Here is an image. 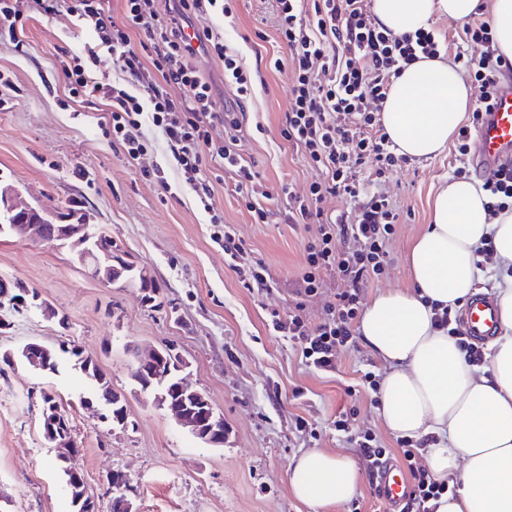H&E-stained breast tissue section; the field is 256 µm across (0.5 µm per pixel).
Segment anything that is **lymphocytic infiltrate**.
<instances>
[{
    "instance_id": "obj_1",
    "label": "lymphocytic infiltrate",
    "mask_w": 512,
    "mask_h": 512,
    "mask_svg": "<svg viewBox=\"0 0 512 512\" xmlns=\"http://www.w3.org/2000/svg\"><path fill=\"white\" fill-rule=\"evenodd\" d=\"M110 2H40L43 13L67 12L78 28L97 37L96 43L60 64L69 98L102 101L100 124L130 159L154 149L149 139L137 134L143 122L159 128L178 163L182 186L196 194L211 223L224 221L206 174L213 164L235 175L237 190L246 194L248 211L256 223H264L268 212L258 200L259 175L237 149L243 123L238 107L256 95L258 82L220 35L194 26L195 19L215 13L233 20L230 0H124L118 19L112 16ZM276 33L290 57L274 59L273 67L278 70L287 63L292 70L281 135L322 174L305 193L288 196L290 219L314 223L305 246L304 293L317 294L327 274L343 280L345 287L325 304L319 323L309 322L299 301L288 316L273 314L269 328L298 343L314 369L331 372L339 353L356 346L354 322L362 310L364 288L391 262L386 243L398 214L388 197L378 192L361 203L349 221L325 212L321 204L330 196L358 199L364 187L356 170L366 161H373L378 180L397 167L399 158L381 123L383 102L393 77L419 57L439 54L441 45L428 28L402 37L379 28L370 19L367 0H277ZM464 35L484 48L479 60L467 62L468 73L482 87H490L503 61L492 30L476 22L465 28ZM203 55L222 62L233 104H218L199 65ZM109 69L124 74L125 83L105 81ZM174 87L179 88V96L171 95ZM219 128L224 131L220 141L213 137ZM214 241L246 287L266 288V268L247 258L232 228L225 227ZM334 426L358 449L370 475H377L390 461L391 450L376 432L357 427L353 412L341 413ZM399 446L411 477L400 512H434L435 501L450 492L449 483L417 466L419 447L413 441L402 440Z\"/></svg>"
}]
</instances>
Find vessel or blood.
I'll return each instance as SVG.
<instances>
[{
	"instance_id": "obj_1",
	"label": "vessel or blood",
	"mask_w": 512,
	"mask_h": 512,
	"mask_svg": "<svg viewBox=\"0 0 512 512\" xmlns=\"http://www.w3.org/2000/svg\"><path fill=\"white\" fill-rule=\"evenodd\" d=\"M491 108L476 125L474 137L479 150L472 162L479 171L492 173L501 166L512 165V69L500 67L490 92ZM465 336L483 342L495 336L499 325L496 305L484 294L470 298L460 317ZM399 467L387 463L381 469L383 497L396 512L403 501L405 488L397 479Z\"/></svg>"
}]
</instances>
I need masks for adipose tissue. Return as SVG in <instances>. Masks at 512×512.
Masks as SVG:
<instances>
[{
  "instance_id": "adipose-tissue-1",
  "label": "adipose tissue",
  "mask_w": 512,
  "mask_h": 512,
  "mask_svg": "<svg viewBox=\"0 0 512 512\" xmlns=\"http://www.w3.org/2000/svg\"><path fill=\"white\" fill-rule=\"evenodd\" d=\"M481 0H374L376 25L396 36L433 18L463 24ZM471 105V89L444 55L421 59L393 78L381 122L398 154L435 155L447 147ZM480 182L449 179L435 196L431 223L408 257L410 285L379 292L359 331L384 366L379 415L390 432L437 435L426 452L437 479L456 477L455 496L436 512H512V277L497 285L499 331L483 369L469 365L453 339L432 323V303L461 305L480 270L476 250L492 239L500 269H512V211L491 215ZM294 495L310 512L351 499L358 472L347 458L310 450L289 467Z\"/></svg>"
}]
</instances>
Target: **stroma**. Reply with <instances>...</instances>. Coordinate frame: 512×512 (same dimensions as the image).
Segmentation results:
<instances>
[{"label": "stroma", "mask_w": 512, "mask_h": 512, "mask_svg": "<svg viewBox=\"0 0 512 512\" xmlns=\"http://www.w3.org/2000/svg\"><path fill=\"white\" fill-rule=\"evenodd\" d=\"M227 22L213 14L201 27L221 33L249 70H260L266 87L244 107L250 137L240 149L261 174L268 221L255 223L235 191L232 176L214 185V205L234 225L250 259L269 274L267 289L245 287L215 244L207 213L186 189L165 192L142 168L161 164L170 184L179 169L161 133L143 123L141 136L153 153L133 161L98 125L95 105L66 104L63 79L54 63L84 42L71 16L42 15L37 0H23L25 45L0 44V185L18 190L56 224L84 222L109 233L121 254L150 269L162 308L142 303L139 289L104 285L66 249L12 237L0 238V277L36 289L50 313L31 308L7 312L0 354L37 342L55 349L79 346L125 394L127 427L101 421L97 408L80 405L85 394L72 372L42 374L23 362L0 368V512H72L56 450L46 441L41 394L49 392L70 409L82 449L77 465L110 512L106 476L129 475L136 512H309L288 484L294 456L311 449L337 452L354 461L361 512H387L376 498L360 456L337 432V415L356 409L357 426L378 433L398 450L396 435L381 421L365 373L382 377L383 366L365 343L341 352L334 372L310 367L299 345L267 325L271 311L287 314L297 300L311 236L288 219V192L301 193L319 176L300 150L281 136L288 108L290 68L272 71V56L288 57L276 41L274 0H233ZM471 156L454 147L429 159L402 162L381 185L400 212L388 242L391 263L364 291L365 299L409 286L410 247L431 222L430 201L449 177L471 168ZM172 345L181 353V376L203 391L224 416L230 433L223 446L203 444L141 390L132 373L137 353ZM314 435L294 429L296 416Z\"/></svg>", "instance_id": "obj_1"}]
</instances>
